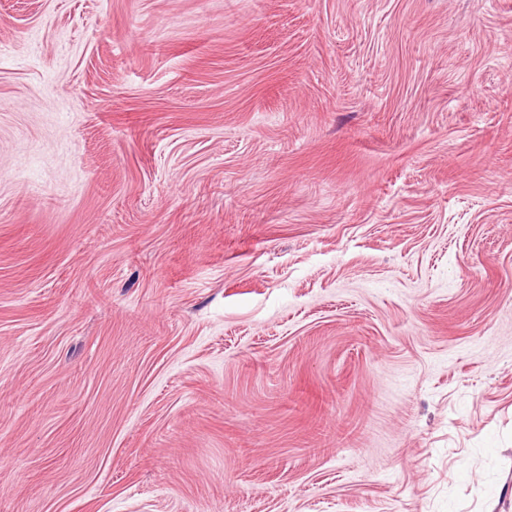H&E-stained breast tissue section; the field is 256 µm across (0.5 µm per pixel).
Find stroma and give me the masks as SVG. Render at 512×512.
<instances>
[{
    "mask_svg": "<svg viewBox=\"0 0 512 512\" xmlns=\"http://www.w3.org/2000/svg\"><path fill=\"white\" fill-rule=\"evenodd\" d=\"M0 512H512V0H0Z\"/></svg>",
    "mask_w": 512,
    "mask_h": 512,
    "instance_id": "obj_1",
    "label": "stroma"
}]
</instances>
